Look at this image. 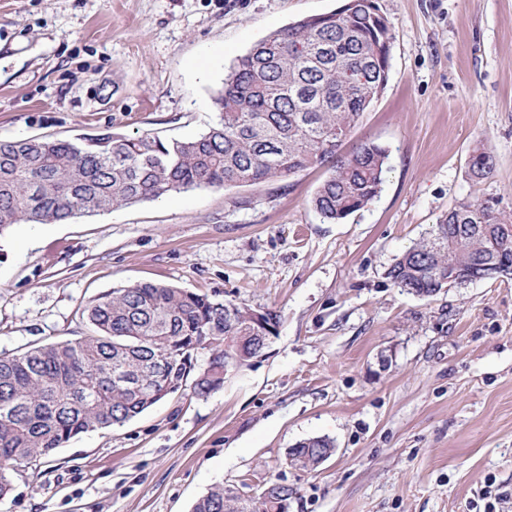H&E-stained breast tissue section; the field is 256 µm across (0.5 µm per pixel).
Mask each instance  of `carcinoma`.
Here are the masks:
<instances>
[{
    "mask_svg": "<svg viewBox=\"0 0 512 512\" xmlns=\"http://www.w3.org/2000/svg\"><path fill=\"white\" fill-rule=\"evenodd\" d=\"M391 29L375 0L291 23L254 44L224 75L212 98L219 120L191 140L149 133H101L72 140H0V235L15 224H56L199 188L283 181L330 165L312 206L337 223L380 194L388 150L374 142L339 154L388 77ZM481 177L483 150L470 157ZM512 217L463 200L428 235L396 258L387 277L397 288L433 297L465 283L486 264L512 277ZM89 331L70 341L0 354V498L23 461L51 455L74 436L121 426L177 393L195 368L197 345L212 356L194 380L206 396L232 369L275 336L279 311L253 309L170 285L137 282L91 299ZM334 440L311 437L286 462L315 469ZM293 489L271 482L245 498L222 484L192 512H288Z\"/></svg>",
    "mask_w": 512,
    "mask_h": 512,
    "instance_id": "obj_1",
    "label": "carcinoma"
}]
</instances>
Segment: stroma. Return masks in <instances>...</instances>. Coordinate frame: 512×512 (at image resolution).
Listing matches in <instances>:
<instances>
[{
	"label": "stroma",
	"mask_w": 512,
	"mask_h": 512,
	"mask_svg": "<svg viewBox=\"0 0 512 512\" xmlns=\"http://www.w3.org/2000/svg\"><path fill=\"white\" fill-rule=\"evenodd\" d=\"M386 86L341 146L389 151L378 198L329 223L331 170L196 189L0 236V352L86 332L134 282L280 312L264 353L200 397L16 467L0 512H191L218 484L295 491L288 512H512V279L430 298L387 270L465 199L512 216V0H376ZM342 0H0V140L191 139L224 73L269 33ZM493 157L486 178L469 156ZM314 436L332 456L296 470ZM335 451V442L329 437L315 436L300 442V445L289 449L286 462L291 467L311 470L323 463Z\"/></svg>",
	"instance_id": "obj_1"
}]
</instances>
